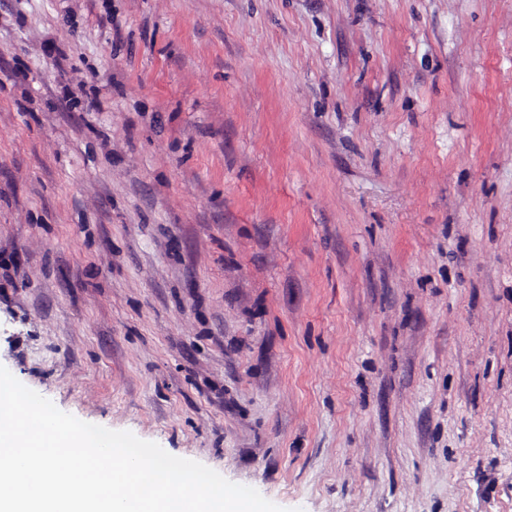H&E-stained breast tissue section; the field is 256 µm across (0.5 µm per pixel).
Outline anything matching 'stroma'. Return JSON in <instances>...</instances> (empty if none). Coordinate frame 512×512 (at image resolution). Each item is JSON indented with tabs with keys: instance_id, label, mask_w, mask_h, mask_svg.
Returning <instances> with one entry per match:
<instances>
[{
	"instance_id": "stroma-1",
	"label": "stroma",
	"mask_w": 512,
	"mask_h": 512,
	"mask_svg": "<svg viewBox=\"0 0 512 512\" xmlns=\"http://www.w3.org/2000/svg\"><path fill=\"white\" fill-rule=\"evenodd\" d=\"M0 365L285 512H512V0H0Z\"/></svg>"
}]
</instances>
